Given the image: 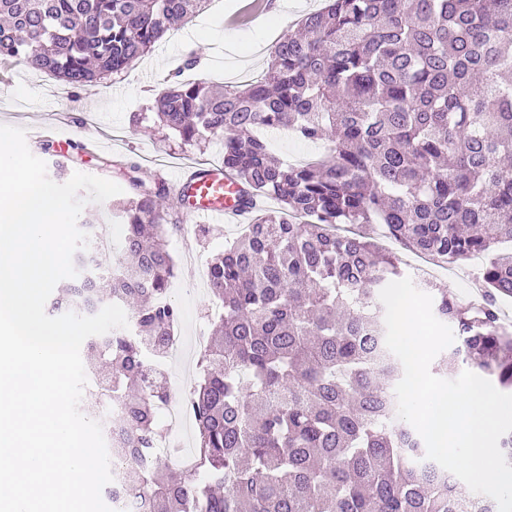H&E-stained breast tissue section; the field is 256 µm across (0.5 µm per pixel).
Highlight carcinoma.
I'll list each match as a JSON object with an SVG mask.
<instances>
[{
  "instance_id": "1",
  "label": "carcinoma",
  "mask_w": 512,
  "mask_h": 512,
  "mask_svg": "<svg viewBox=\"0 0 512 512\" xmlns=\"http://www.w3.org/2000/svg\"><path fill=\"white\" fill-rule=\"evenodd\" d=\"M325 2L280 36L259 79L223 87L179 70L134 116L185 145L222 140L238 188L244 229L208 263L224 315L186 395L196 471L154 454L170 399L161 367L181 318L168 298L177 225L165 179L130 166L122 261L102 270L77 251L75 268L93 270L47 308L136 305L129 328L86 349L111 367L90 418L121 405L110 465L136 470L146 512H498L490 497L456 495L397 418L403 369L385 346L379 293L401 271L363 228L381 224L440 266L489 257L473 299L429 278L417 286L459 339L440 370L467 365L512 392V324L499 309L512 298V0ZM207 5L0 0V61L80 89L121 75ZM264 131L327 151L287 164Z\"/></svg>"
}]
</instances>
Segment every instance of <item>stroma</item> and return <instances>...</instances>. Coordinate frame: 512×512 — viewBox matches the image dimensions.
Returning a JSON list of instances; mask_svg holds the SVG:
<instances>
[{
    "mask_svg": "<svg viewBox=\"0 0 512 512\" xmlns=\"http://www.w3.org/2000/svg\"><path fill=\"white\" fill-rule=\"evenodd\" d=\"M222 9H204L184 24L171 29L153 51L134 64L126 74L104 80L78 91H71L55 78L14 65L8 82L0 84V124L28 127L33 118L54 122L60 116L71 118L65 128L70 140L65 145L51 144L42 150L30 143V151L47 165L64 162L68 172H83L127 186L130 164H138L141 175L170 176L188 160L219 162L224 144L213 140L206 147L184 145L165 138L152 128L134 127V114L145 111L152 98L164 87L165 76L182 65L187 55L198 58L195 70L186 72L189 80L203 78L216 84H233L258 78L271 47L289 29L295 28L304 14L323 6L324 0H271L270 6L240 25H228V18L242 8V0H223ZM99 136L100 149L90 154L83 150L86 130ZM237 223L221 224L207 240L196 243V262L187 264L177 236H170L174 276L169 295L181 310L177 334L183 346L181 359L168 362L165 381L172 398L188 393L198 379V353L195 339L209 335L215 306L211 293L200 278V268L212 254L223 250L226 240L237 235ZM481 259L436 268L440 287L462 299L478 293L476 273Z\"/></svg>",
    "mask_w": 512,
    "mask_h": 512,
    "instance_id": "35a3bbf8",
    "label": "stroma"
}]
</instances>
